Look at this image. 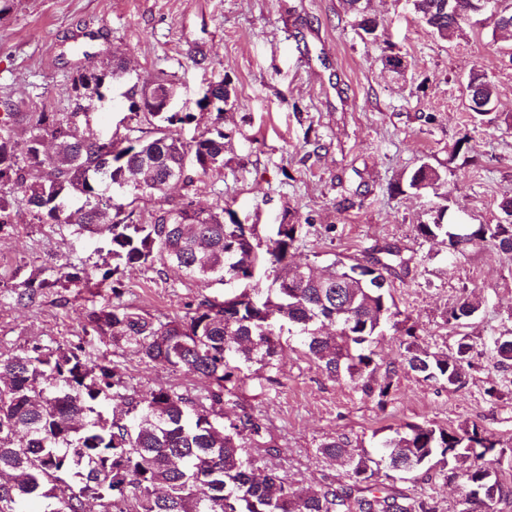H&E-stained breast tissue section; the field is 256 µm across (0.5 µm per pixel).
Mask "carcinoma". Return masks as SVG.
Masks as SVG:
<instances>
[{
	"label": "carcinoma",
	"instance_id": "1",
	"mask_svg": "<svg viewBox=\"0 0 512 512\" xmlns=\"http://www.w3.org/2000/svg\"><path fill=\"white\" fill-rule=\"evenodd\" d=\"M411 2L421 22L446 42L489 5L500 6L512 24V0H453L452 9L446 0ZM343 3L359 36L375 37L382 18L366 11L365 0ZM382 63L404 74L399 53L383 52ZM120 68L109 62L76 82L95 95L100 84L121 78ZM473 82L475 93L495 103L494 82L484 75ZM229 104L222 81L197 101L202 109L214 107L219 117ZM79 116L34 112L23 144L0 136V225L12 223L11 193L18 190L38 222L64 226L73 237L104 226L98 251L112 264L90 269L81 262L38 277L20 300L32 304L62 281L85 287L108 282L117 297L123 269L157 263L205 286L234 281L243 288L221 300L205 296L185 317L166 322L120 302L86 313L83 330L100 343L183 373L195 380L191 386L135 390L119 365L104 354L91 356L81 345H34L21 354H0V512H85L88 501L96 512H437L432 500L385 484L394 473L417 472L434 459L465 488L460 512H496L512 488L493 477L488 456L496 441L475 426L408 424L379 442L376 458L353 452L343 439L321 444L319 453L341 462L349 484L303 486L268 465L266 458L280 455V449L253 413L243 407L235 418L224 419V406L237 404L243 368L274 367L286 333L299 337L305 354L328 376L344 372L365 395L386 397L390 383H374L372 343L399 315L386 276L399 252L386 246L383 259L333 261L316 273L289 261L299 224L275 225L263 252L253 243L256 225L232 215L224 219L221 205L204 212L187 202L141 224L133 218L136 200L163 195L174 179L190 186L193 175L224 166L228 134L217 127L187 141L177 129L191 123L193 113L150 112L152 130L145 135L124 145L108 140L103 168L102 140L78 133ZM47 135L57 141L52 155L42 150ZM446 183V173L423 162L395 190L436 192ZM502 211L496 224H461L445 204L417 229L426 239L447 240L451 250L465 237L512 253V200ZM265 265L274 277L260 298L250 282ZM478 310V302L465 298L448 320L466 322ZM328 323L335 325L332 334L323 332ZM488 346L499 368H512V336H493ZM402 347L401 369L426 381L460 388L473 366V346L464 338L450 355L432 352L409 327Z\"/></svg>",
	"mask_w": 512,
	"mask_h": 512
}]
</instances>
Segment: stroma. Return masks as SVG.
Segmentation results:
<instances>
[{"label": "stroma", "instance_id": "1", "mask_svg": "<svg viewBox=\"0 0 512 512\" xmlns=\"http://www.w3.org/2000/svg\"><path fill=\"white\" fill-rule=\"evenodd\" d=\"M0 13V132L21 141L33 112L88 110L91 132L115 139L148 131L131 114L126 94L167 77L177 84L176 108L194 113L192 137L222 123L224 166L189 188L136 203L141 223L159 209L192 200L222 204L267 241L271 227L300 225L292 251L298 265L362 260L390 245L405 263L391 269V295L423 346L451 352L461 336L473 344L474 367L463 387L425 381L399 370L402 329H386L373 345L377 378H390L385 402L364 395L346 375L329 377L297 338L284 344L271 369L251 367L239 396L269 428L280 455L270 462L309 486L345 482V469L318 452L332 439L373 451L387 427L477 425L498 446L492 468L512 486V370L498 368L490 337L512 334V254L477 246L452 260L441 240L422 238L441 203L470 223L495 224L512 199V62L493 40L492 13L445 42L433 36L404 0H373L384 24L361 39L341 0H7ZM396 46L407 71L394 80L381 63ZM121 60L125 77L104 100L76 92L77 73ZM486 75L498 89V122L474 132L472 151L454 152L469 131L466 82ZM226 81L235 105L223 113L198 108L208 82ZM447 174L446 198L390 192L421 162ZM106 253L35 220L24 204L0 227V353L34 344L84 342L80 320L112 300L110 289L62 283L36 306L16 298L40 271L79 260L100 265ZM121 302L168 320L186 315L201 296L230 293L204 287L175 270L128 268ZM482 306L463 328L445 312L465 297ZM119 366L139 388L181 386L187 376L158 363L125 357ZM396 489L429 497L438 512H456L463 489L439 469L399 474Z\"/></svg>", "mask_w": 512, "mask_h": 512}]
</instances>
